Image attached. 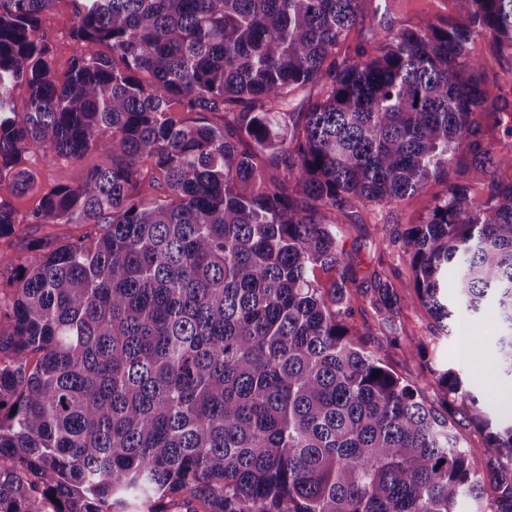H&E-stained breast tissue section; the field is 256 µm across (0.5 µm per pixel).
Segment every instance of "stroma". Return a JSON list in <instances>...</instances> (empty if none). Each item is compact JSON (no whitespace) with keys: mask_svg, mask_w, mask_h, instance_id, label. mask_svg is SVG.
Listing matches in <instances>:
<instances>
[{"mask_svg":"<svg viewBox=\"0 0 512 512\" xmlns=\"http://www.w3.org/2000/svg\"><path fill=\"white\" fill-rule=\"evenodd\" d=\"M456 0H367L364 22L350 32V46L371 47V32L387 29L394 32L422 19H450L457 17ZM76 15L73 0H53L41 17V27L50 38L53 69L57 76H65L72 58L79 52L93 53V44L81 45L71 38ZM474 58L485 64V90L489 97L512 92V54H499L487 40L480 39L472 45ZM27 167L36 174L33 187L24 195L14 197L12 204L17 219L24 225L28 237L38 238L48 234L78 237L88 232L85 224H31L27 217L40 204L43 195L60 185H78L86 171L96 165L108 164L101 153H90L79 160L28 154ZM440 188L433 182L414 195L392 204L370 205L359 209L354 223L340 227V238L346 252L351 253L358 267V279L350 288L354 306L355 323H374V313L369 307L363 290L370 285L373 272L386 273L394 282L410 278L409 261L391 241L408 225L418 223L426 211L433 193ZM398 332L404 344H424L425 358H413L388 346L382 333L367 337V347L383 359L403 378L426 390L428 398H435L431 385L433 369L447 366L457 370L468 388L480 399L484 409L493 416L502 415L499 392L512 388V380L499 371L500 354L497 338L500 334L497 312L486 307L480 318L460 317L448 324L447 335H438L435 322L428 310L412 290H404ZM481 331L484 341L474 346L470 338L474 331Z\"/></svg>","mask_w":512,"mask_h":512,"instance_id":"obj_1","label":"stroma"}]
</instances>
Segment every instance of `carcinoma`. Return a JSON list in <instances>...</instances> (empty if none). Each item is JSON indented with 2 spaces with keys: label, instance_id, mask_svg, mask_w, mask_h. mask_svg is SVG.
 <instances>
[{
  "label": "carcinoma",
  "instance_id": "obj_1",
  "mask_svg": "<svg viewBox=\"0 0 512 512\" xmlns=\"http://www.w3.org/2000/svg\"><path fill=\"white\" fill-rule=\"evenodd\" d=\"M51 2L0 0V237L20 231L26 155L112 163L29 216L90 232L29 242L0 282V512H512V420L448 368L436 407L352 341L370 332L350 278L312 279L346 262L354 208L441 181L464 151L486 195L444 182L393 240L412 278L376 273L366 300L394 346L401 286L446 334L453 273L471 315L497 307L512 378V153L478 118L512 135V103L486 104L470 48L512 47V0H457L460 20L344 57L364 0H75L72 39L108 52L62 81ZM309 84L319 99L290 111ZM465 421L485 447L461 444Z\"/></svg>",
  "mask_w": 512,
  "mask_h": 512
}]
</instances>
